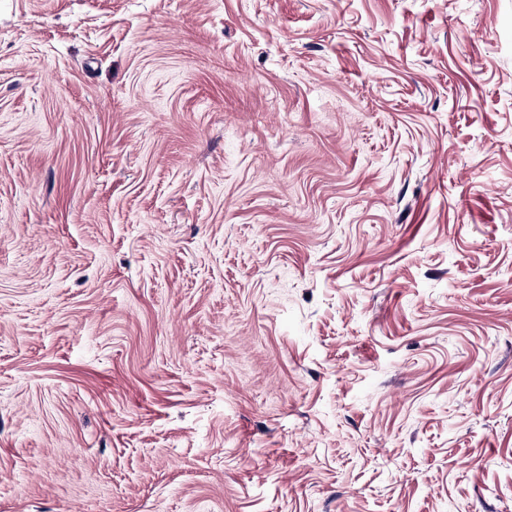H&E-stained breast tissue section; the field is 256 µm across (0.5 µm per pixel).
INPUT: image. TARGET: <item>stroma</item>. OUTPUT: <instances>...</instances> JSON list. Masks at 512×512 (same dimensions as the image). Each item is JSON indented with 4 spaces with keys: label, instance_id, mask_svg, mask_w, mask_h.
Instances as JSON below:
<instances>
[{
    "label": "stroma",
    "instance_id": "stroma-1",
    "mask_svg": "<svg viewBox=\"0 0 512 512\" xmlns=\"http://www.w3.org/2000/svg\"><path fill=\"white\" fill-rule=\"evenodd\" d=\"M0 512H512V0H0Z\"/></svg>",
    "mask_w": 512,
    "mask_h": 512
}]
</instances>
